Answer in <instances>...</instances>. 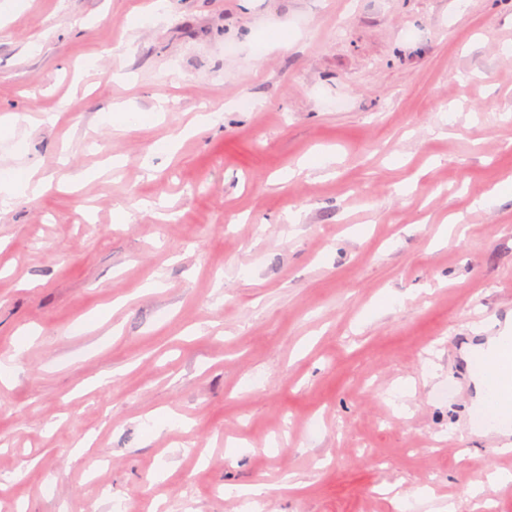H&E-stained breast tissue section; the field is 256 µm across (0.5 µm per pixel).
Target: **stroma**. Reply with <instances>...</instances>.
<instances>
[{"instance_id": "obj_1", "label": "stroma", "mask_w": 512, "mask_h": 512, "mask_svg": "<svg viewBox=\"0 0 512 512\" xmlns=\"http://www.w3.org/2000/svg\"><path fill=\"white\" fill-rule=\"evenodd\" d=\"M21 5L0 168L56 184L0 206V512H474L499 450L455 358L512 328V0Z\"/></svg>"}]
</instances>
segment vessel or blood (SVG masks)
I'll return each instance as SVG.
<instances>
[{
  "label": "vessel or blood",
  "instance_id": "1",
  "mask_svg": "<svg viewBox=\"0 0 512 512\" xmlns=\"http://www.w3.org/2000/svg\"><path fill=\"white\" fill-rule=\"evenodd\" d=\"M496 345L499 376L484 395L480 411L494 415L491 439L501 445L512 440V336L497 339Z\"/></svg>",
  "mask_w": 512,
  "mask_h": 512
}]
</instances>
